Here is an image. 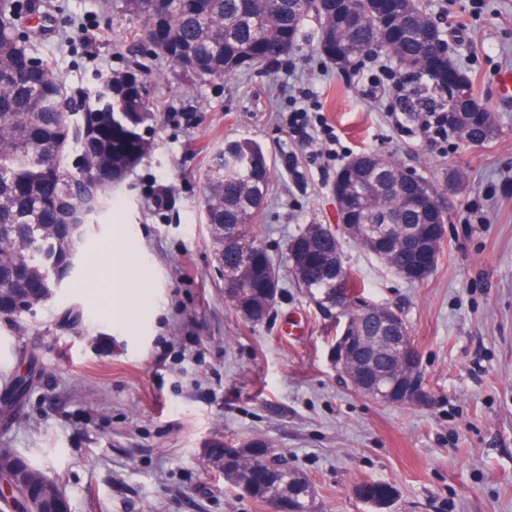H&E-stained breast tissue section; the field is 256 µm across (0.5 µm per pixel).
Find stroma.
I'll use <instances>...</instances> for the list:
<instances>
[{
    "label": "stroma",
    "instance_id": "stroma-1",
    "mask_svg": "<svg viewBox=\"0 0 512 512\" xmlns=\"http://www.w3.org/2000/svg\"><path fill=\"white\" fill-rule=\"evenodd\" d=\"M421 2L492 113L488 144L452 136L435 150L394 126L392 64L369 57L357 72L336 69L317 50L313 20L287 57L218 81L195 85L148 58L150 152L113 186L60 293L21 322L0 318V406L9 375L41 366L0 422V448L41 467L71 512H272L208 460V449L251 442L311 482L317 512H374L358 488L375 482L394 491L388 512H512V97L499 93L512 72V0ZM100 3L46 0L61 13L39 56L68 93L97 91L140 58L141 19ZM299 108L331 127L336 157L324 140L294 137L288 115ZM243 138L270 165L255 230L281 293L260 324L225 300L201 206L225 142ZM363 151L433 182L448 213L438 262L420 282L342 241L364 300L398 309L420 354L427 397L412 405L357 391L330 362L336 324L286 265L300 227L336 224V174ZM452 168L461 183H449ZM125 246L144 289L118 318L108 281L88 272Z\"/></svg>",
    "mask_w": 512,
    "mask_h": 512
}]
</instances>
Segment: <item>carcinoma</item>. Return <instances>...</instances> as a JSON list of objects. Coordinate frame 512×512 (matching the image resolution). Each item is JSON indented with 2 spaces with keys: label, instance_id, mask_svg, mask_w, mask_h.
<instances>
[{
  "label": "carcinoma",
  "instance_id": "cac0c4a2",
  "mask_svg": "<svg viewBox=\"0 0 512 512\" xmlns=\"http://www.w3.org/2000/svg\"><path fill=\"white\" fill-rule=\"evenodd\" d=\"M40 8V0H8L0 10V310L12 320L31 313L72 277L77 264L71 257L83 249L88 224L74 239L67 230L68 213L84 204L89 220L110 205L112 186L148 153L145 132L156 121L134 72L110 76L94 99L77 101L49 67L24 66L39 47L21 34L20 21L40 14ZM122 8L143 20L142 37L162 18L154 54L200 81L287 56L312 15L319 23L320 54L329 43L342 51L346 65L337 69L358 68L364 52L394 64L407 112L439 109L444 87L459 71L433 49L428 34L442 41L444 33L420 0H391L386 12L376 0H122ZM448 127L473 145L489 142L497 132L492 121L462 125L450 118ZM216 167L203 197L205 218L221 263L239 269L238 253L223 250V225L252 226L268 190V160L249 141H228ZM399 169L392 160L377 162L363 153L348 206L359 224L390 226L396 244L384 263L396 273L414 260L416 242L405 238L406 226L425 220L418 204H386L396 192ZM305 288L315 300L333 295L357 315L352 301L365 286L341 268L316 267ZM18 296L29 297L26 307H12ZM373 356L377 373L397 366L396 354L385 346ZM35 372L32 365L26 374L7 379L16 397L25 396ZM0 469L21 470L27 480L42 484L46 512L70 508L57 484L12 449L0 450ZM224 479L234 488L249 482V497L261 501L275 485L308 483L261 442L235 449Z\"/></svg>",
  "mask_w": 512,
  "mask_h": 512
}]
</instances>
